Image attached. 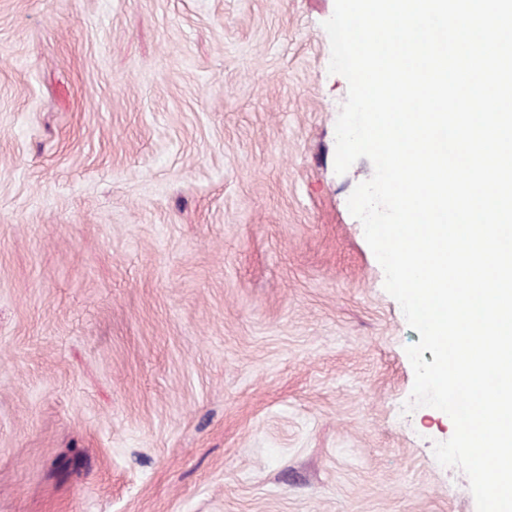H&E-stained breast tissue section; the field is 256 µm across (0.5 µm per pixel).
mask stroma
<instances>
[{"label":"stroma","instance_id":"stroma-1","mask_svg":"<svg viewBox=\"0 0 512 512\" xmlns=\"http://www.w3.org/2000/svg\"><path fill=\"white\" fill-rule=\"evenodd\" d=\"M334 0H0V512H476L334 169Z\"/></svg>","mask_w":512,"mask_h":512}]
</instances>
